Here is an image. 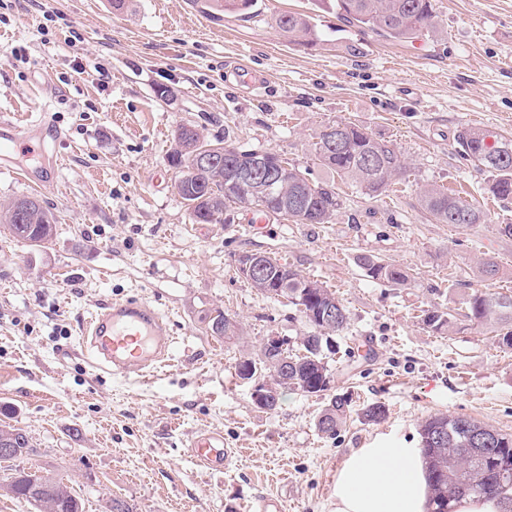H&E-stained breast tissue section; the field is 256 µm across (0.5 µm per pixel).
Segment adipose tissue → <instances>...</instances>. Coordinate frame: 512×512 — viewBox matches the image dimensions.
<instances>
[{
	"instance_id": "adipose-tissue-1",
	"label": "adipose tissue",
	"mask_w": 512,
	"mask_h": 512,
	"mask_svg": "<svg viewBox=\"0 0 512 512\" xmlns=\"http://www.w3.org/2000/svg\"><path fill=\"white\" fill-rule=\"evenodd\" d=\"M428 497L420 449L360 448L338 471L331 512H427Z\"/></svg>"
}]
</instances>
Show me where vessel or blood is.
Instances as JSON below:
<instances>
[{
  "mask_svg": "<svg viewBox=\"0 0 512 512\" xmlns=\"http://www.w3.org/2000/svg\"><path fill=\"white\" fill-rule=\"evenodd\" d=\"M59 129L48 120L19 125L0 118V169L12 170L17 143L41 147L46 137H60ZM59 161L44 157L40 170H22L24 181L40 187L55 177ZM83 333L93 367L115 377H144L168 358L172 337L166 319L149 305L135 299H115L101 304L87 320ZM196 462L208 470L221 471L235 457L225 447L220 432L200 430L186 442Z\"/></svg>",
  "mask_w": 512,
  "mask_h": 512,
  "instance_id": "vessel-or-blood-1",
  "label": "vessel or blood"
}]
</instances>
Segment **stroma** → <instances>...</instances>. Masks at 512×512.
Wrapping results in <instances>:
<instances>
[{
    "mask_svg": "<svg viewBox=\"0 0 512 512\" xmlns=\"http://www.w3.org/2000/svg\"><path fill=\"white\" fill-rule=\"evenodd\" d=\"M441 33L391 42L343 21L321 0H258L249 14L215 20L190 0H0V115L20 123L53 115L61 164L33 191L0 172V206L37 195L55 214L54 237L32 247L0 231V421L22 428L33 452L0 462L63 480L85 512L112 498L136 512H251L256 499L284 512H329L336 471L360 448L420 443L434 414L463 416L512 434V349L469 322L464 299L483 288L481 259L497 262L492 291H512V202L494 198L489 175L462 161L465 127L512 136V0H435ZM313 16L306 46L275 17ZM264 75L238 85L239 66ZM168 89L162 97L160 89ZM343 120L390 141L405 175L371 198L318 165L323 126ZM241 151L279 154L341 205L330 223L296 224L229 207L219 224L193 223L168 160L178 127ZM435 185L477 199L488 221L462 231L420 205ZM263 253L335 291L349 324L328 359V393L281 390L275 410L256 407L236 364L269 336L299 345L309 327L285 299L259 293L237 272L239 255ZM371 254L409 269L405 287L367 277ZM135 298L166 317L171 361L132 380L97 374L83 320L98 304ZM438 308L457 331L420 321ZM223 310L238 338L211 335ZM351 413L336 436L315 421L330 398ZM384 403L385 420L362 419ZM222 432L239 455L203 469L185 441Z\"/></svg>",
    "mask_w": 512,
    "mask_h": 512,
    "instance_id": "stroma-1",
    "label": "stroma"
}]
</instances>
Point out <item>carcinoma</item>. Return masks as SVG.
I'll use <instances>...</instances> for the list:
<instances>
[{"label":"carcinoma","mask_w":512,"mask_h":512,"mask_svg":"<svg viewBox=\"0 0 512 512\" xmlns=\"http://www.w3.org/2000/svg\"><path fill=\"white\" fill-rule=\"evenodd\" d=\"M336 12L344 19L370 30L374 34L395 42H406L429 32L437 31L433 0H333ZM255 0H205L203 10L214 18L226 12H246ZM279 29L306 45L313 46L317 32L309 17L300 13L282 14L276 18ZM182 149H173L169 163L178 170L177 194L186 203L192 220L198 224L221 222L224 211L237 204V191L224 184V171L209 177L193 175L194 159L188 150L193 136L179 127ZM459 157L492 173L489 190L502 201L512 200V137L495 134L480 128H463L456 135ZM319 164L341 178L359 185L365 194H381L404 170L400 153L385 141H380L366 129L343 121L323 127L314 143ZM278 198L273 200L272 211L259 210L268 216L289 218L297 224H328L340 206L334 184L312 183L298 168L290 165L284 171ZM23 223L14 220L10 210L0 211V226L14 239L31 246H42L54 235V214L35 198ZM421 206L438 224H450L467 229L486 223V214L474 203L449 195L436 188L424 190ZM360 267L367 276L391 286H404L409 272L389 261L372 255L359 257ZM281 280L278 269H273L269 282L252 281L250 285L261 294L272 293ZM288 302L305 317L311 331L301 337L302 354L291 356L288 379L293 388L308 394L317 393L318 384L329 376L324 352H335L333 335L347 328L348 312L335 293L299 271L288 268ZM466 317L479 325L497 331V342L512 349V293L476 291L466 299ZM336 308V325L320 321L321 310ZM422 324L431 332L443 334L454 328L449 314L438 309L428 310ZM242 363L253 364L268 373L274 368V356L260 347L257 357ZM350 402L333 397L315 423L318 431L333 437L346 422ZM16 433V447L20 454L28 452L29 438L7 423L0 424V438L7 431ZM443 437L436 445L429 438L436 432ZM485 434L491 443L475 451L471 434ZM420 448L426 462L431 491V512H450V502L465 495H488L512 502V435L503 434L488 425L462 416L434 415L420 427ZM34 473L18 469L4 487L6 493L32 502L35 485ZM43 493V505L37 512H84L79 497L62 481L49 479Z\"/></svg>","instance_id":"1"}]
</instances>
